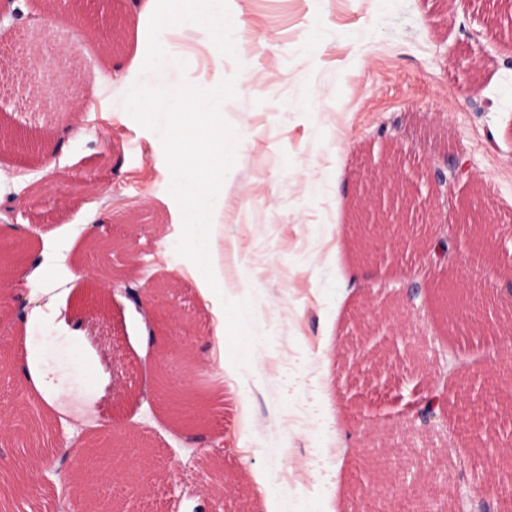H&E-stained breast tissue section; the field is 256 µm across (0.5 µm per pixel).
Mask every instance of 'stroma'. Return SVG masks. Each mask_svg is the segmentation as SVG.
<instances>
[{
    "instance_id": "1",
    "label": "stroma",
    "mask_w": 512,
    "mask_h": 512,
    "mask_svg": "<svg viewBox=\"0 0 512 512\" xmlns=\"http://www.w3.org/2000/svg\"><path fill=\"white\" fill-rule=\"evenodd\" d=\"M41 0L0 19V127L41 139L44 167L0 150V232L20 233L45 266L56 298L19 351L13 326L0 335V411L28 395L37 374L63 394L53 425L67 443L95 441L104 425L128 436L137 482L112 481L97 459L98 489L123 512H208L201 488L224 475V512H477L470 487L501 484L512 465V403L480 411L482 387L512 368V337L450 324L436 284L512 289V0H228L239 46L220 50L186 26H138L124 0ZM167 50L158 69L137 53ZM234 78L221 105L238 132L213 228L224 285L249 284L252 357L233 366L227 320L196 266L175 245L182 227L169 194L158 135L139 126L123 99L135 82L204 89ZM396 134L394 161L415 176L463 157L470 174L422 189L419 200L459 245L447 269L403 249L378 269L355 257L351 209L370 203L366 179ZM75 174L88 193L63 205ZM494 223L490 246L471 240L465 203ZM130 238V251L84 257L91 227ZM135 288L167 285V305L198 335L169 340L166 371L206 398L196 437L153 404L158 346L153 324L121 290L109 316L84 321L87 290L101 267ZM378 325L374 345L390 368L371 374L344 359L356 309ZM445 393L443 417L413 416L428 390ZM223 437L229 455H208ZM389 477L360 483L370 456ZM71 478L30 476L20 503L0 512H56Z\"/></svg>"
}]
</instances>
